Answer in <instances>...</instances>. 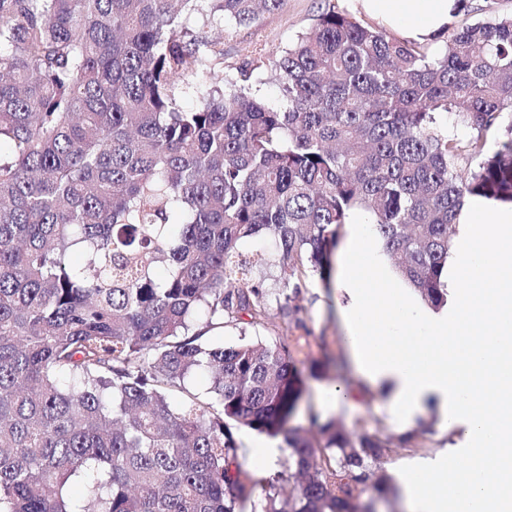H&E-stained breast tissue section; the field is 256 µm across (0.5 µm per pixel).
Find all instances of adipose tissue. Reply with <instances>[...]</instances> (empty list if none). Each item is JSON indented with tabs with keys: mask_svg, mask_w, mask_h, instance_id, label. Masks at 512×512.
Listing matches in <instances>:
<instances>
[{
	"mask_svg": "<svg viewBox=\"0 0 512 512\" xmlns=\"http://www.w3.org/2000/svg\"><path fill=\"white\" fill-rule=\"evenodd\" d=\"M411 41L447 31L454 0H357ZM448 258L451 310H426L380 263L354 217L339 251L348 295L343 344L363 383L387 384L404 422L428 398L442 427L463 426L471 450L447 470L400 477L408 512H512V205L469 198Z\"/></svg>",
	"mask_w": 512,
	"mask_h": 512,
	"instance_id": "adipose-tissue-1",
	"label": "adipose tissue"
}]
</instances>
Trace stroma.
<instances>
[{
  "label": "stroma",
  "instance_id": "stroma-1",
  "mask_svg": "<svg viewBox=\"0 0 512 512\" xmlns=\"http://www.w3.org/2000/svg\"><path fill=\"white\" fill-rule=\"evenodd\" d=\"M335 8L357 18L361 23H368L369 18L354 9L352 0H285L283 6L276 11L266 12L258 20L246 27H239L224 38V66L232 68L243 58L247 49L283 47L292 42L301 33L312 26L316 15L324 9ZM254 278L264 280L268 296L266 298L267 319L265 326L228 325L224 330L216 332L212 340L217 344H232L240 337L284 335L288 332V320L279 310L277 298L282 291L279 273L275 266L264 264L253 271ZM345 297L338 292L333 283L323 281L319 276H311L308 287L297 300L302 311L300 316L304 322V334L309 346L306 350L308 359L316 361L320 369L316 375L304 378V392L295 414L289 421L290 426H308L310 416L320 419L335 417L336 421L353 426L362 424L378 429L387 436H394L398 428L387 413L388 402L384 390H371L362 385L346 354L342 338L345 326L341 317L340 307ZM345 384L356 391L352 406L328 414L320 407L323 388L336 384ZM439 414L435 404H428L417 418L416 429H428L430 447L408 450L393 449L388 456L384 469L393 473L395 468L409 462H429L435 460L438 452L449 456L467 451L468 446L463 440L462 431L441 433L438 429Z\"/></svg>",
  "mask_w": 512,
  "mask_h": 512
}]
</instances>
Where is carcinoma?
I'll list each match as a JSON object with an SVG mask.
<instances>
[{
	"mask_svg": "<svg viewBox=\"0 0 512 512\" xmlns=\"http://www.w3.org/2000/svg\"><path fill=\"white\" fill-rule=\"evenodd\" d=\"M283 2L0 0V512H235V424L284 437L261 512H376L389 454L426 447L314 415L286 428L306 337L209 334L266 318L263 254L243 249L261 238L302 328L295 301L330 276L357 211L407 286L448 306L465 198L512 203V16L435 53L330 8L235 76L204 72L224 35L184 19L224 31ZM264 70L281 108L251 92ZM198 74L209 88L184 109L176 90ZM200 371L206 396L186 386Z\"/></svg>",
	"mask_w": 512,
	"mask_h": 512,
	"instance_id": "cac0c4a2",
	"label": "carcinoma"
}]
</instances>
